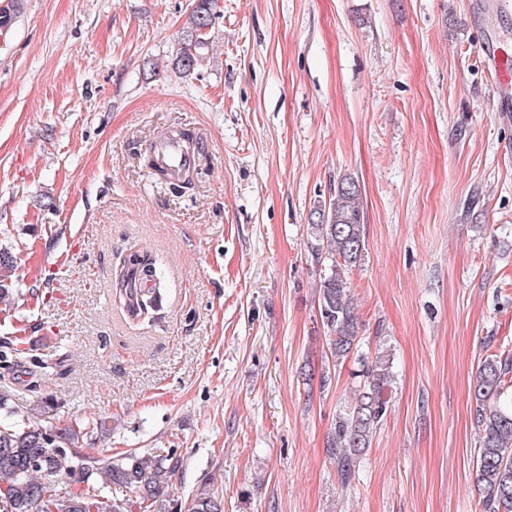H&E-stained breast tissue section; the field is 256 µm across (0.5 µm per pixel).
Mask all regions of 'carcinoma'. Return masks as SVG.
Here are the masks:
<instances>
[{"mask_svg":"<svg viewBox=\"0 0 512 512\" xmlns=\"http://www.w3.org/2000/svg\"><path fill=\"white\" fill-rule=\"evenodd\" d=\"M213 0H197L186 34L179 42L176 65L189 75L202 58L207 42L198 33L212 21ZM311 235L316 252H327L331 265L320 283V314L329 332L336 359L350 354L358 338V317L349 294L346 274L363 260L366 251L364 213L358 182L341 179L326 209L313 213ZM15 270L11 252L0 248V298L12 294L9 278ZM163 279L150 254L135 250L120 269L130 312H143L157 299L156 289L144 284ZM363 388L353 405L336 417L330 455L340 482L352 483L357 461L371 447L373 435L386 415V390L393 374L385 355L363 364ZM512 390V357L494 355L481 363L473 383L474 419L479 431L476 480L482 512H512V405L501 402ZM46 411L31 408L13 412L0 423V512H153L158 494L179 468L172 455L85 457L78 451L95 430L94 422L71 421L63 427L42 419ZM79 473L78 486L62 488L58 479ZM187 512H224V503L210 490L195 494Z\"/></svg>","mask_w":512,"mask_h":512,"instance_id":"carcinoma-1","label":"carcinoma"}]
</instances>
